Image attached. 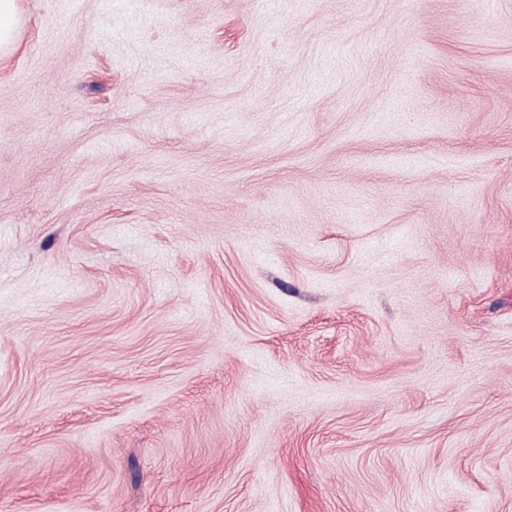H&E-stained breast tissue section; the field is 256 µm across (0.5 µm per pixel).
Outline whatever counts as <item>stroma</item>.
Instances as JSON below:
<instances>
[{
  "instance_id": "1",
  "label": "stroma",
  "mask_w": 512,
  "mask_h": 512,
  "mask_svg": "<svg viewBox=\"0 0 512 512\" xmlns=\"http://www.w3.org/2000/svg\"><path fill=\"white\" fill-rule=\"evenodd\" d=\"M0 512H512V0H19Z\"/></svg>"
}]
</instances>
